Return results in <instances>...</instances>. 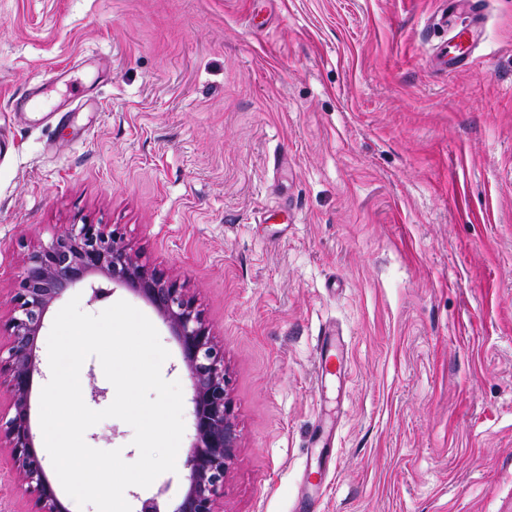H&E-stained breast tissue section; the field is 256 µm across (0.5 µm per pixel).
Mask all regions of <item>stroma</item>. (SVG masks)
<instances>
[{"label": "stroma", "instance_id": "35a3bbf8", "mask_svg": "<svg viewBox=\"0 0 512 512\" xmlns=\"http://www.w3.org/2000/svg\"><path fill=\"white\" fill-rule=\"evenodd\" d=\"M444 0H0V305L31 241L124 225L224 343L240 448L224 512H512V0H485L472 63ZM72 66L69 82L52 78ZM41 88L67 123L13 115ZM192 388L179 345L125 287ZM346 371L316 389V338ZM331 427L332 458L310 445ZM105 419L91 447L135 461ZM186 470L129 487L132 512ZM483 5V0H468L465 12L469 19L465 24H455L451 27L448 44L436 57V63L445 72L453 73L471 62L472 52L481 36Z\"/></svg>", "mask_w": 512, "mask_h": 512}]
</instances>
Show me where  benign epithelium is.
<instances>
[{"label": "benign epithelium", "instance_id": "7a95c632", "mask_svg": "<svg viewBox=\"0 0 512 512\" xmlns=\"http://www.w3.org/2000/svg\"><path fill=\"white\" fill-rule=\"evenodd\" d=\"M119 284L146 299L181 347L192 382L194 437L184 467L187 487L175 512H221L224 482L239 439L224 344L214 335L185 283L145 259L119 224H67L34 245L19 268L10 308L0 318V454L12 462L28 496L25 512H68L49 480L31 427L36 349L49 308L89 277Z\"/></svg>", "mask_w": 512, "mask_h": 512}]
</instances>
